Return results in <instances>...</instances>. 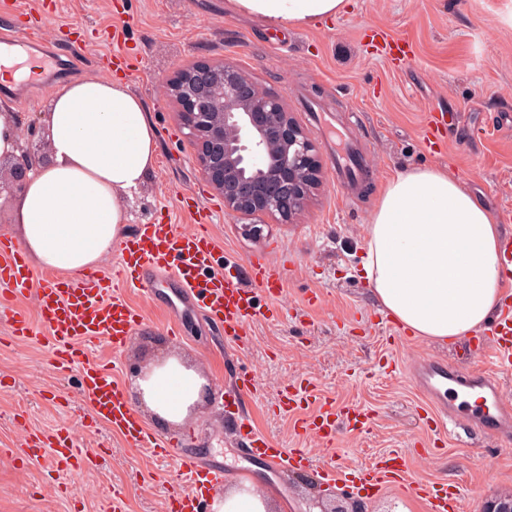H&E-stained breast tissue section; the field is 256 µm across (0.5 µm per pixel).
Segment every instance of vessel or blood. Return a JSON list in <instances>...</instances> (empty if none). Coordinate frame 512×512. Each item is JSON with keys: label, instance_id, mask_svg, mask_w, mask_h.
I'll use <instances>...</instances> for the list:
<instances>
[{"label": "vessel or blood", "instance_id": "1", "mask_svg": "<svg viewBox=\"0 0 512 512\" xmlns=\"http://www.w3.org/2000/svg\"><path fill=\"white\" fill-rule=\"evenodd\" d=\"M128 78H135L136 63L121 46L120 32H113L112 47L105 52ZM450 125L445 113H427L423 140L430 152L448 143ZM111 270L90 268L79 278L42 276L33 279L21 251L6 239L0 240V325L11 336H50L55 346V367L60 371L78 369L81 389L91 401L94 419L108 424L129 447L154 456H171L167 445L159 444L128 407L118 382L98 365H79L78 342L99 336L109 339L113 351H121L143 316L124 295L136 287L146 300H153L162 288H169L172 314L192 309L224 327V336L237 347L250 344V329L256 322H276L285 310L279 304L286 280L285 265L267 255L256 254L247 261L245 273L222 264L217 241L206 225L190 231L175 224H144L112 251ZM265 303H258V295ZM34 296L36 318L18 308L27 296ZM481 354L468 370H461L444 358L416 359L403 364L411 385L424 399L429 426L440 433L449 427L470 426L493 438L499 445L512 444V396L504 391V380L512 376V303H504L500 314L476 340ZM254 375L240 374L226 392L227 406H236L241 396L256 395ZM283 412L304 411L296 422L298 434L323 445L335 446L345 433L360 434L370 426L367 412L342 407L322 398L308 378L298 377L283 388L279 403ZM239 435L253 457L279 466L317 469L336 476V466L314 459L306 449L286 450L241 418ZM27 468L51 465L57 471L89 468L94 457L75 446L69 432L47 433L28 429L16 452ZM177 478L171 495V512H202L204 492L222 480V469L183 453L175 457ZM347 479L357 490H378L393 485L425 499L430 512H458L460 488L456 485L417 483L409 479L403 451L393 450L368 466L349 469Z\"/></svg>", "mask_w": 512, "mask_h": 512}]
</instances>
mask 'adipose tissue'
<instances>
[{"mask_svg": "<svg viewBox=\"0 0 512 512\" xmlns=\"http://www.w3.org/2000/svg\"><path fill=\"white\" fill-rule=\"evenodd\" d=\"M268 29L336 18L347 0H229ZM51 160L31 171L10 208L23 253L40 269L73 275L97 266L124 237L125 196L150 177L157 133L144 100L121 77L55 83L42 115ZM502 233L455 173L415 168L383 189L365 238L362 274L379 304L412 335L441 343L489 323L502 302ZM197 373L176 359L141 383L147 407L182 422L199 396ZM248 484L215 499L213 512H273Z\"/></svg>", "mask_w": 512, "mask_h": 512, "instance_id": "obj_1", "label": "adipose tissue"}]
</instances>
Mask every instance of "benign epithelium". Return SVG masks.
Returning <instances> with one entry per match:
<instances>
[{
  "label": "benign epithelium",
  "instance_id": "benign-epithelium-1",
  "mask_svg": "<svg viewBox=\"0 0 512 512\" xmlns=\"http://www.w3.org/2000/svg\"><path fill=\"white\" fill-rule=\"evenodd\" d=\"M164 93L176 108L194 148L203 180L224 198L227 215L275 218L288 223L319 184L316 145L283 99L263 92L224 61L195 62L166 79ZM40 156L20 145L0 159V192L23 186ZM321 512H363L359 500L331 490ZM484 512H512V489Z\"/></svg>",
  "mask_w": 512,
  "mask_h": 512
}]
</instances>
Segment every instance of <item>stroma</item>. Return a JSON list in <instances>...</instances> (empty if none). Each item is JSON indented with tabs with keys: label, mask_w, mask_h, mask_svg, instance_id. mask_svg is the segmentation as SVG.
I'll return each mask as SVG.
<instances>
[{
	"label": "stroma",
	"mask_w": 512,
	"mask_h": 512,
	"mask_svg": "<svg viewBox=\"0 0 512 512\" xmlns=\"http://www.w3.org/2000/svg\"><path fill=\"white\" fill-rule=\"evenodd\" d=\"M511 15L512 0H350L348 11L319 26L272 31L235 14L226 0H46L39 29L44 48L32 56L38 67L12 88L0 86V103L11 104L17 124L38 126L57 80L100 74L104 47L97 34L122 17L140 61L130 88L145 101L157 132L155 170L125 200L127 231L140 224H195L193 209L179 208L177 199L203 179L162 91L165 78L190 63L222 60L242 69L286 101L318 151L320 186L291 223L269 219L256 234L251 220L223 214L221 197L209 191L202 200L219 210L210 230L228 259L242 264L257 253L287 256L281 303L290 309L318 294L322 302L310 317L254 324L249 347L237 351L225 346L220 326L194 313L183 315V335L173 337L164 300L149 302L130 289L126 295L145 319L123 351L113 352L104 337L80 342L83 363L116 379L151 434L222 463L226 484L253 478L259 491L285 503V512H308L316 475L254 459L224 415L225 383L248 370L258 376L260 391L241 407L280 447L334 458L342 469L407 450L411 479L460 486V512H482L487 500L512 489V446L487 443L476 431L437 435L422 421V398L398 368L425 355L457 361L458 342L440 345L403 333L387 338L369 322L381 306L359 274L381 188L415 167L455 172L512 234ZM75 23L84 28L76 58L68 48ZM369 25L408 38L414 62L391 68L366 35ZM316 109L357 126L368 147L367 171L357 182L334 175L330 146L311 119ZM439 111L459 119L460 129L456 142L432 154L421 133L426 113ZM164 357L191 365L212 387L179 425L154 416L139 398L137 370ZM52 359L48 337L18 341L0 326V512H104L115 488L124 493L126 512H168L173 460L128 448L107 424L92 423L78 374L57 373ZM297 375L338 403L365 406L372 417L368 431L341 437L332 448L297 436L292 418L276 406L281 386ZM29 424L73 432L78 447L97 452L96 466L74 479L21 466L9 451L20 447Z\"/></svg>",
	"instance_id": "35a3bbf8"
}]
</instances>
